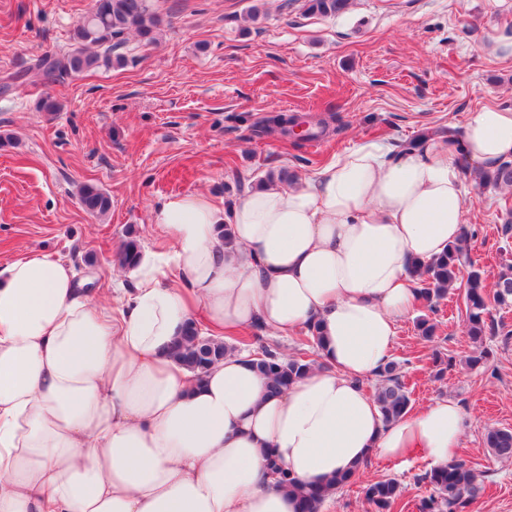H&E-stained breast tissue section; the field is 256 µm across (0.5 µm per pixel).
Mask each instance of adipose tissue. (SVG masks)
Here are the masks:
<instances>
[{
	"instance_id": "obj_1",
	"label": "adipose tissue",
	"mask_w": 512,
	"mask_h": 512,
	"mask_svg": "<svg viewBox=\"0 0 512 512\" xmlns=\"http://www.w3.org/2000/svg\"><path fill=\"white\" fill-rule=\"evenodd\" d=\"M464 139L478 171L512 160V110L473 112ZM465 195L446 144L395 160L371 143L228 209L167 198L156 222L172 249L128 268L135 288L116 309L51 255L0 266V512H298L267 457L316 485L372 455L447 464L461 404L387 424L363 382L417 305L412 262L459 237ZM199 316L218 337L319 323L320 359L278 394L238 351L196 378L168 347Z\"/></svg>"
}]
</instances>
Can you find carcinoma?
Returning a JSON list of instances; mask_svg holds the SVG:
<instances>
[{
  "label": "carcinoma",
  "mask_w": 512,
  "mask_h": 512,
  "mask_svg": "<svg viewBox=\"0 0 512 512\" xmlns=\"http://www.w3.org/2000/svg\"><path fill=\"white\" fill-rule=\"evenodd\" d=\"M350 0H304L303 8L311 14L336 16L347 9ZM160 18L149 0H93L89 13L78 23L74 40L79 46L65 53H48L41 56L37 68L47 79L67 74L110 69L126 62L119 49L124 45V35L133 31L147 42L155 40ZM441 142L458 154L461 170L470 171L463 149V135L455 128L436 132ZM479 183L495 187L512 188V162L501 163L494 171L477 176ZM81 207L94 217L106 215L112 206L111 196L93 184H84L78 190ZM468 229H463L460 239L437 258L417 263L420 271L418 290L420 300L428 310L435 312L448 291L462 286L465 290L466 333L475 346L465 365L476 369L485 363V348L489 303L512 306V265L502 268L496 277L493 294H488L484 284V271L476 263L466 246ZM142 255L137 236L128 234L118 252V260L134 265ZM229 350L246 351L251 364L267 380L268 390L277 394L287 389L305 374L315 360L301 348L293 354H284L278 348L263 342L262 328L251 335L235 339L230 344L224 339H212L200 332L198 323L189 324L185 336L173 348V356L195 375L201 376L215 362L224 358ZM375 400L384 422L400 419L411 408V396L401 375L400 363L389 360L377 374ZM485 444L498 459H512V430L492 428L487 430ZM268 468L276 488L294 491L299 499L300 512H319L329 490L316 485L302 484L290 477L277 460L268 457ZM418 481L429 487V495L422 498L420 512H456L475 498L481 490L479 475L465 461L454 459L433 467L418 476ZM364 496L374 505L376 512H390L402 496L400 483L387 478L364 488Z\"/></svg>",
  "instance_id": "1"
}]
</instances>
